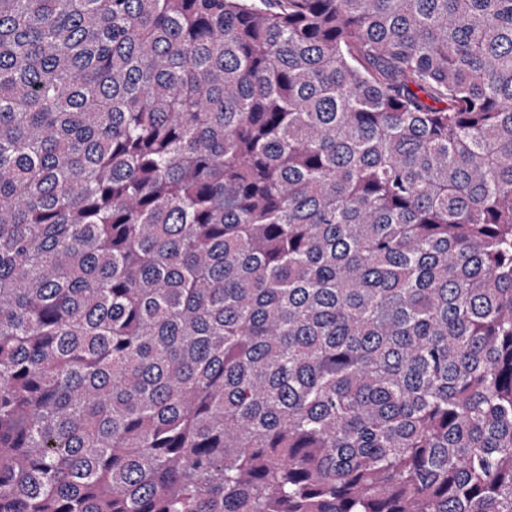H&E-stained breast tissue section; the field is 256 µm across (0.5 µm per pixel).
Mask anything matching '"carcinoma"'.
<instances>
[{"instance_id":"carcinoma-1","label":"carcinoma","mask_w":512,"mask_h":512,"mask_svg":"<svg viewBox=\"0 0 512 512\" xmlns=\"http://www.w3.org/2000/svg\"><path fill=\"white\" fill-rule=\"evenodd\" d=\"M0 512H512V0H0Z\"/></svg>"}]
</instances>
